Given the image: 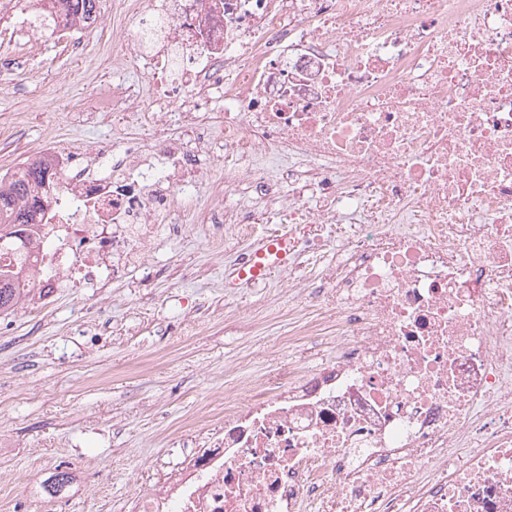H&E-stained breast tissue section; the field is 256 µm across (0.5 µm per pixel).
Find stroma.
I'll return each mask as SVG.
<instances>
[{
    "mask_svg": "<svg viewBox=\"0 0 512 512\" xmlns=\"http://www.w3.org/2000/svg\"><path fill=\"white\" fill-rule=\"evenodd\" d=\"M112 2L81 49L70 36L34 44L0 28V172L70 144L87 156L119 141L112 84L145 85L112 61ZM182 223L158 225L142 248L152 274L129 267L105 285L52 277L44 297L0 316V512H125L220 427L225 401L252 393L276 366L314 367L333 352L323 333L284 343L301 316L274 272L264 287L225 279L224 230L201 223L194 199ZM68 471L63 496L42 486Z\"/></svg>",
    "mask_w": 512,
    "mask_h": 512,
    "instance_id": "35a3bbf8",
    "label": "stroma"
}]
</instances>
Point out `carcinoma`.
Listing matches in <instances>:
<instances>
[{"instance_id":"carcinoma-1","label":"carcinoma","mask_w":512,"mask_h":512,"mask_svg":"<svg viewBox=\"0 0 512 512\" xmlns=\"http://www.w3.org/2000/svg\"><path fill=\"white\" fill-rule=\"evenodd\" d=\"M64 10H83L89 18L97 5V0H58ZM49 185L59 190L57 184L48 181V165L36 159L22 167L21 175L11 182L10 193H0V241L9 245V250L0 249V315L10 314L19 302L31 293L25 288L23 274L28 260V247L39 237L43 228L40 199L32 194L36 187ZM71 482L69 472L53 475L44 491L54 497L66 490Z\"/></svg>"}]
</instances>
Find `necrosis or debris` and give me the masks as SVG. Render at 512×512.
<instances>
[{
  "label": "necrosis or debris",
  "instance_id": "necrosis-or-debris-1",
  "mask_svg": "<svg viewBox=\"0 0 512 512\" xmlns=\"http://www.w3.org/2000/svg\"><path fill=\"white\" fill-rule=\"evenodd\" d=\"M116 82L139 133L98 175L55 148L52 251L83 282L141 263L157 224L228 166L203 223L224 249L284 224L292 301L336 354L272 372L129 512H512V0H114ZM81 48L57 0L0 23ZM223 98V109L213 102ZM251 198V206L238 197ZM324 256L316 283L303 272Z\"/></svg>",
  "mask_w": 512,
  "mask_h": 512
}]
</instances>
